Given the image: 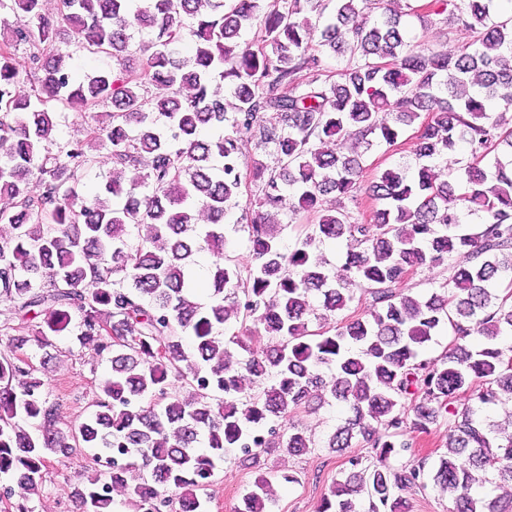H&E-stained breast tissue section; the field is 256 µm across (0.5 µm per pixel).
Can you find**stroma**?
Returning <instances> with one entry per match:
<instances>
[{
    "mask_svg": "<svg viewBox=\"0 0 512 512\" xmlns=\"http://www.w3.org/2000/svg\"><path fill=\"white\" fill-rule=\"evenodd\" d=\"M403 22L419 39L441 45L451 53L472 40L468 30L452 22L428 27L413 14L405 15ZM110 110V105L102 104L85 111L62 113L54 135L55 142L63 144L84 139L86 128L105 120ZM420 130V124H412L405 127L398 146L390 147L377 141L364 151L362 186L357 192L356 201L347 204L355 217L369 215L375 206L367 190L374 175L393 166L412 163L413 144ZM55 342L59 355L50 362L49 398L59 404L63 425L74 426L80 424L89 413L98 385L108 375L110 366L107 362L93 359L90 349L73 345L68 333L56 336ZM347 415L346 406L335 401L294 415L293 424L305 428L316 442L311 454L296 457L281 447L263 455L257 466L241 455L224 462L209 489L208 512H235L243 496L253 490L256 482L262 478L270 480L277 495L276 512H315L333 482L345 477L344 456L328 448L327 442ZM447 448L448 423L443 420L426 433L414 434L412 448L401 456L400 461L405 464L424 458L434 463ZM82 464V459L76 458L67 464L55 465L43 487L30 498L29 505L33 512H70L72 505L67 493L70 485L77 483ZM281 470L293 472L297 477L296 483L276 481L275 476Z\"/></svg>",
    "mask_w": 512,
    "mask_h": 512,
    "instance_id": "1",
    "label": "stroma"
}]
</instances>
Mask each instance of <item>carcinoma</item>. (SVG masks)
Returning a JSON list of instances; mask_svg holds the SVG:
<instances>
[{
    "label": "carcinoma",
    "instance_id": "1",
    "mask_svg": "<svg viewBox=\"0 0 512 512\" xmlns=\"http://www.w3.org/2000/svg\"><path fill=\"white\" fill-rule=\"evenodd\" d=\"M0 0V13L25 14L0 44V499L31 512L53 463L91 448L70 501L76 512H112L123 490L135 512H205L203 495L226 456L255 458L288 420L328 398L349 415L328 440L342 452L358 436L375 460L354 455L350 472L317 512H404L400 492L429 479L455 495L456 512H512L477 488L512 482V434L486 412L512 399V304L498 283L512 282V0H429L473 34L454 52L406 40L392 0H336L320 29L323 0ZM91 53L117 67L80 80L65 63L59 22ZM258 26L260 38L242 41ZM150 41L140 67L129 64L134 32ZM29 45L27 65L14 44ZM329 52L346 57L336 72ZM24 77L35 79L20 95ZM154 86L157 95L145 90ZM112 105L86 141L108 150L112 177L93 198L75 189L96 163L85 141L51 150L60 109ZM424 119L414 143L415 173L397 166L368 185L369 220L353 219L361 161L344 142L375 135L398 143L402 128ZM274 146L275 160L243 165L242 142ZM467 152L459 164L457 147ZM145 173L122 182L130 170ZM448 173L441 174V169ZM258 193L242 200V184ZM455 197L478 219L463 228ZM314 217L311 233L290 250L279 215L287 204ZM242 207L251 264L224 255V216ZM210 223L194 222L196 208ZM346 237V262L330 273L316 242ZM213 252L208 298L189 293L194 256ZM448 263L449 283L426 297L393 285L426 265ZM361 288L375 306L332 334L309 330L310 298L345 309ZM274 343L249 346L247 320ZM453 336L442 359L424 358L443 329ZM74 331L81 346L110 363L87 419L59 427L49 402V361L17 357L36 346L50 355L54 337ZM247 354L238 368L228 346ZM323 365L335 372L326 380ZM181 380L187 390H173ZM467 404L455 406L460 394ZM452 418L448 454L387 465L412 447L407 435ZM293 456L313 448L296 426L283 434ZM262 479L245 512H273Z\"/></svg>",
    "mask_w": 512,
    "mask_h": 512
}]
</instances>
